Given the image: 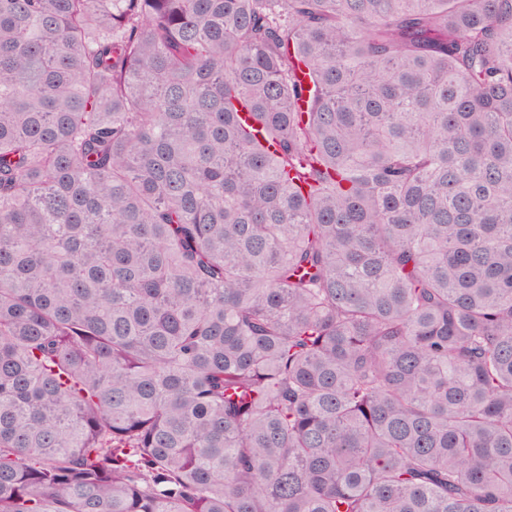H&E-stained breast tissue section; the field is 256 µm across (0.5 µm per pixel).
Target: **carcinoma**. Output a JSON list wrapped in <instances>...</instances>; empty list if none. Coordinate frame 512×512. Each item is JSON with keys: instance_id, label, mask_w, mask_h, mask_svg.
Returning a JSON list of instances; mask_svg holds the SVG:
<instances>
[{"instance_id": "obj_1", "label": "carcinoma", "mask_w": 512, "mask_h": 512, "mask_svg": "<svg viewBox=\"0 0 512 512\" xmlns=\"http://www.w3.org/2000/svg\"><path fill=\"white\" fill-rule=\"evenodd\" d=\"M0 512H512V0H0Z\"/></svg>"}]
</instances>
